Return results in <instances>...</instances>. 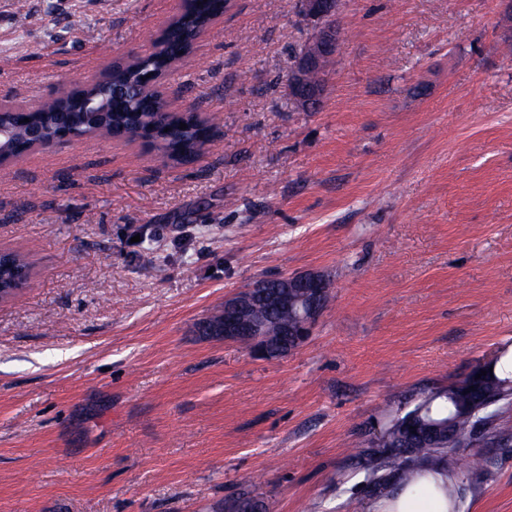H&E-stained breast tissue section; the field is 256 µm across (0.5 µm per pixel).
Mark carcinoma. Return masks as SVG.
<instances>
[{"label": "carcinoma", "instance_id": "carcinoma-1", "mask_svg": "<svg viewBox=\"0 0 512 512\" xmlns=\"http://www.w3.org/2000/svg\"><path fill=\"white\" fill-rule=\"evenodd\" d=\"M224 13V0H198L193 5V19L172 32L166 40L167 51L163 60L148 57L131 70L117 66L112 69V82L125 84L130 81L144 86V90L112 100V111L96 115L82 111L81 102L73 103L74 112L69 119L74 127L87 134L108 131L122 140H149L161 152L164 159L186 163L200 153L211 139L210 127L194 115L175 117L169 113L167 102L156 90L147 91L152 79L148 75L163 66L171 67V60L178 52H188L195 28ZM27 114L17 112L9 105L0 107V119L15 131L11 143L0 144V153L19 156L27 148ZM44 135L54 139L61 125L56 112H40L35 116ZM187 128L180 129V124ZM26 266L24 259L13 253L0 255V289L21 288L24 283L17 279L15 270ZM254 317L264 320L273 332L294 321L292 312L271 313L262 302H257ZM484 385L465 394L461 384H453L427 397L420 405L397 420L388 431V441L368 453L372 465L371 492L375 495L389 493L390 480L396 476L405 486L420 482L421 468L425 465L443 464L456 479L455 490L448 492V510L458 512L461 507V485L469 474L484 466L480 455L472 457L468 467L457 471L452 467L453 458L460 448L475 446L490 436L480 431L488 424L486 410L501 401L512 398V357H499L491 364ZM453 423L457 439L433 444L427 440V429L439 423Z\"/></svg>", "mask_w": 512, "mask_h": 512}]
</instances>
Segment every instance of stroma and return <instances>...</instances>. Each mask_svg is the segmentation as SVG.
<instances>
[{"instance_id": "35a3bbf8", "label": "stroma", "mask_w": 512, "mask_h": 512, "mask_svg": "<svg viewBox=\"0 0 512 512\" xmlns=\"http://www.w3.org/2000/svg\"><path fill=\"white\" fill-rule=\"evenodd\" d=\"M181 0H0V100L145 54ZM315 110L298 0H229L164 89L213 136L188 165L101 136L0 164V512H368L362 453L512 352V8L341 0ZM153 251L156 265H144ZM332 282L312 336H199L258 280ZM463 512H512V401ZM19 267H27L24 259L13 253H4L3 256L0 254V301L2 302L4 299L6 300L7 297L14 294L17 290L22 288L25 283L20 282L17 279V276L15 274V270ZM4 288L6 292H9L12 288H19L14 290L9 295H4Z\"/></svg>"}]
</instances>
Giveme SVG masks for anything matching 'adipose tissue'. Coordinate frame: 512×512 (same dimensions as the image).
I'll return each instance as SVG.
<instances>
[{
	"instance_id": "1",
	"label": "adipose tissue",
	"mask_w": 512,
	"mask_h": 512,
	"mask_svg": "<svg viewBox=\"0 0 512 512\" xmlns=\"http://www.w3.org/2000/svg\"><path fill=\"white\" fill-rule=\"evenodd\" d=\"M451 485L452 479L446 468L427 466L419 488L395 490L389 497L374 502L372 512H448Z\"/></svg>"
}]
</instances>
